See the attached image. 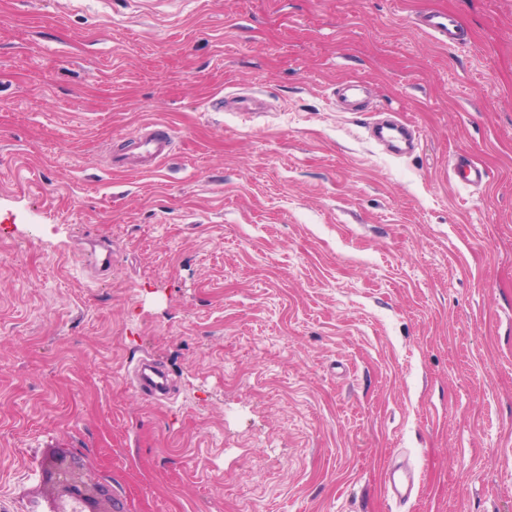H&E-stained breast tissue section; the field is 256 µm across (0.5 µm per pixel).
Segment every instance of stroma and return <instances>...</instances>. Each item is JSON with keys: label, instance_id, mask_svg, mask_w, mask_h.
<instances>
[{"label": "stroma", "instance_id": "35a3bbf8", "mask_svg": "<svg viewBox=\"0 0 512 512\" xmlns=\"http://www.w3.org/2000/svg\"><path fill=\"white\" fill-rule=\"evenodd\" d=\"M49 451L126 512H512V0H0V512ZM422 30L437 42L448 45L458 39L454 16L447 12H430L424 18ZM139 137L135 144L143 150L150 163L158 164L170 153L175 142V132L170 128H155L145 125L137 132ZM451 176L450 179H454L460 185L472 187H481L487 179V173L483 169L466 160H459L453 165Z\"/></svg>", "mask_w": 512, "mask_h": 512}]
</instances>
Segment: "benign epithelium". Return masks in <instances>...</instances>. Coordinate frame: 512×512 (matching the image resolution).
I'll return each mask as SVG.
<instances>
[{
	"label": "benign epithelium",
	"instance_id": "obj_1",
	"mask_svg": "<svg viewBox=\"0 0 512 512\" xmlns=\"http://www.w3.org/2000/svg\"><path fill=\"white\" fill-rule=\"evenodd\" d=\"M45 492L30 501V512H123L105 483L85 478L83 465L63 453L50 455L43 464Z\"/></svg>",
	"mask_w": 512,
	"mask_h": 512
}]
</instances>
